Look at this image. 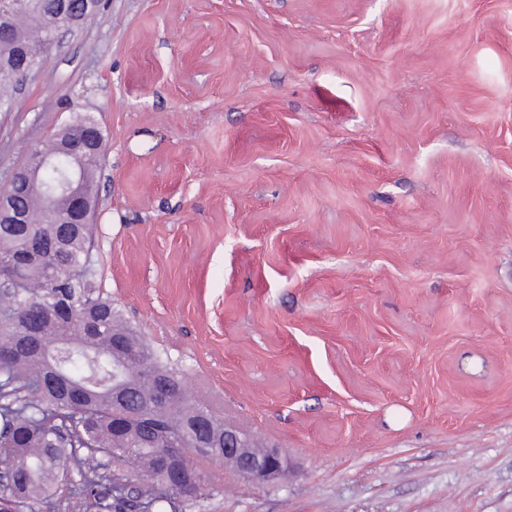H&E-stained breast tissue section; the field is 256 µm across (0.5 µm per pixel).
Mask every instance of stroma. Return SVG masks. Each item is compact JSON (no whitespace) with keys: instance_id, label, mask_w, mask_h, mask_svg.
<instances>
[{"instance_id":"stroma-1","label":"stroma","mask_w":512,"mask_h":512,"mask_svg":"<svg viewBox=\"0 0 512 512\" xmlns=\"http://www.w3.org/2000/svg\"><path fill=\"white\" fill-rule=\"evenodd\" d=\"M75 112L96 293L288 458L182 512H512V0H103L0 187Z\"/></svg>"}]
</instances>
